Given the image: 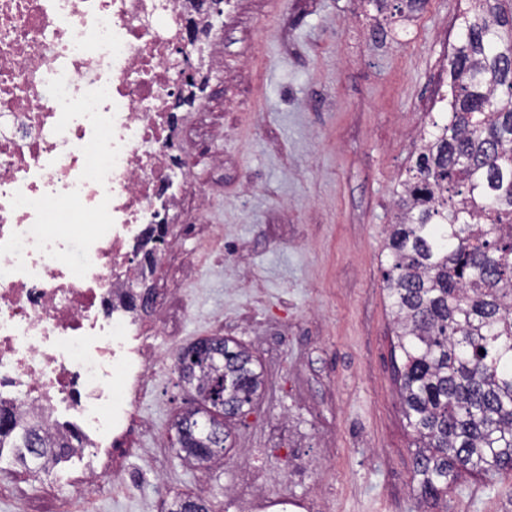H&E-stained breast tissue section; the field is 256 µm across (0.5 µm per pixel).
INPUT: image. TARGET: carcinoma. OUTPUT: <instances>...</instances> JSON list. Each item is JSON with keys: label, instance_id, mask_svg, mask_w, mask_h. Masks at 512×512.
I'll list each match as a JSON object with an SVG mask.
<instances>
[{"label": "carcinoma", "instance_id": "carcinoma-1", "mask_svg": "<svg viewBox=\"0 0 512 512\" xmlns=\"http://www.w3.org/2000/svg\"><path fill=\"white\" fill-rule=\"evenodd\" d=\"M448 57V111L422 137L392 225L384 280L401 353L400 392L424 496L454 469L512 471V0H468ZM198 410L229 421L262 383L252 355L220 336L179 352ZM19 423L0 412V448ZM194 430L179 451L224 450ZM168 512H208L189 496Z\"/></svg>", "mask_w": 512, "mask_h": 512}]
</instances>
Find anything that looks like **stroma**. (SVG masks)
Instances as JSON below:
<instances>
[{"label": "stroma", "instance_id": "stroma-1", "mask_svg": "<svg viewBox=\"0 0 512 512\" xmlns=\"http://www.w3.org/2000/svg\"><path fill=\"white\" fill-rule=\"evenodd\" d=\"M466 0H238L217 18L223 63L204 104L178 111L192 184L187 235L156 274L166 308L152 344L167 352L231 337L258 370L277 371L230 423L233 444L209 469L170 446L196 395L173 361L130 433L136 487L115 496L85 484L71 460L56 478L0 461V512H166L173 497L225 512L245 445L285 440L272 469L313 462L289 481L320 512H512V472H459L447 497L422 496L415 435L403 415L400 352L383 271L401 183L430 129L443 57Z\"/></svg>", "mask_w": 512, "mask_h": 512}]
</instances>
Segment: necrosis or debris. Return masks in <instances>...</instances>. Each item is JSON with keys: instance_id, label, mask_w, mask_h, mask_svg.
I'll list each match as a JSON object with an SVG mask.
<instances>
[{"instance_id": "4bbe7bcc", "label": "necrosis or debris", "mask_w": 512, "mask_h": 512, "mask_svg": "<svg viewBox=\"0 0 512 512\" xmlns=\"http://www.w3.org/2000/svg\"><path fill=\"white\" fill-rule=\"evenodd\" d=\"M204 24L191 0H0V407L74 427L80 454L119 447L153 392L132 255L181 199L170 62ZM273 453L237 512L293 508Z\"/></svg>"}]
</instances>
